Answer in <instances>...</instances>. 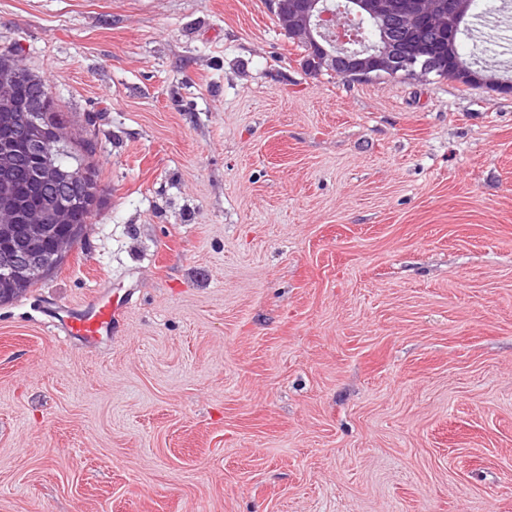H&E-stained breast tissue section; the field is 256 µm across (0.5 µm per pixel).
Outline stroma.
Masks as SVG:
<instances>
[{
    "instance_id": "35a3bbf8",
    "label": "stroma",
    "mask_w": 512,
    "mask_h": 512,
    "mask_svg": "<svg viewBox=\"0 0 512 512\" xmlns=\"http://www.w3.org/2000/svg\"><path fill=\"white\" fill-rule=\"evenodd\" d=\"M14 45L103 194L0 304V512H512V94L308 75L267 0H0ZM86 313L72 316L67 325L70 336H80L93 343L97 336H110L115 320L121 315L123 306H113L112 301L94 300Z\"/></svg>"
}]
</instances>
